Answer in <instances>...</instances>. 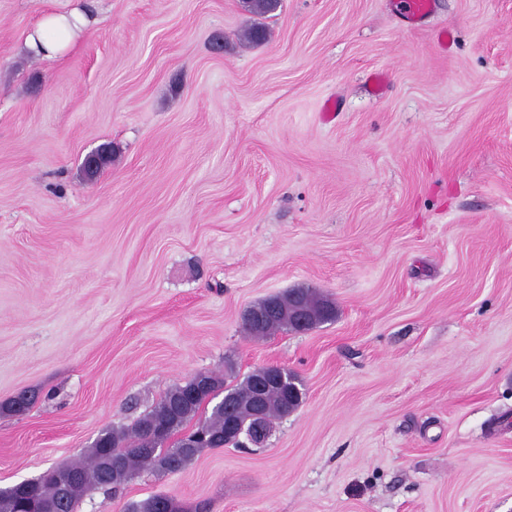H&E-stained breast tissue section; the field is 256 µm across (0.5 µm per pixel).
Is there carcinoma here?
<instances>
[{
    "label": "carcinoma",
    "instance_id": "carcinoma-1",
    "mask_svg": "<svg viewBox=\"0 0 512 512\" xmlns=\"http://www.w3.org/2000/svg\"><path fill=\"white\" fill-rule=\"evenodd\" d=\"M246 10L257 16H264L275 11L280 0H243ZM268 37L267 28L255 23L244 31L242 38L247 43H262ZM299 297L311 309L321 306H334L326 296L311 288H293L279 295V299L287 303ZM249 335L254 338H265L279 331L290 329V323L285 317H274L265 325L255 330L245 326ZM255 373L246 375L239 383L232 386L231 393L236 395L239 406L238 415L248 417L247 406L251 399V381ZM186 384H178L169 389L163 397L144 415L139 417L131 426L120 429H107L100 433L87 450L86 455L79 461L63 466V469L79 476V481L71 489L69 497L64 501H56V485L51 479L40 476L30 480L31 490L26 491L19 485L0 490V500L9 504L6 512H34L45 504H54L50 512H78L82 501L96 493L109 495L129 483L142 470H152L158 474L176 473L189 465L201 452L206 449L223 447L219 436L224 433V402L212 407L208 417H198L200 409L205 405V399L172 410L173 403L183 393ZM303 384L299 376L288 370L285 380L276 389L267 392L265 398V426L272 428L274 420L284 417L285 410L295 411L303 401ZM35 394L22 392L5 406V411L20 415L27 412L34 404ZM160 418L167 424L168 438L173 440L165 454H148L144 448H158L160 444L149 438L142 429L148 418ZM188 441L193 447L184 449L180 444ZM123 456L121 470L112 471V454ZM173 503L176 512H183V506L167 493H156L141 501L129 505L127 512H155L162 502Z\"/></svg>",
    "mask_w": 512,
    "mask_h": 512
}]
</instances>
